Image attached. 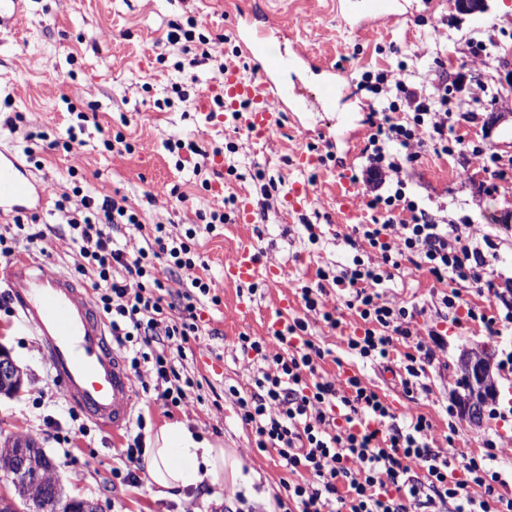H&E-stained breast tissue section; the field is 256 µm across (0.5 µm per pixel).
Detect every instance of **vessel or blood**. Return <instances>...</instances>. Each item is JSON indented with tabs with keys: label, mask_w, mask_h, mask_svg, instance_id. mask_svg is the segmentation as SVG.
<instances>
[{
	"label": "vessel or blood",
	"mask_w": 512,
	"mask_h": 512,
	"mask_svg": "<svg viewBox=\"0 0 512 512\" xmlns=\"http://www.w3.org/2000/svg\"><path fill=\"white\" fill-rule=\"evenodd\" d=\"M24 0H0V29L14 28L23 19ZM231 37L249 61L252 74L225 67L211 86L249 132L270 136L282 117L303 111L299 98L302 77L321 76V103L331 106L338 94L335 63L316 58L300 46L276 53L255 32L246 0H237ZM346 26L357 37L374 36L378 26L402 18L395 0H336ZM336 201L353 214L355 196L349 176L336 174ZM53 192L50 181L34 180L14 154L0 149V219L45 209ZM14 303L25 323L40 337L67 397L90 419L112 431L125 428L134 404V386L105 328L84 293L82 284L62 270H46L35 258L17 257L7 270ZM224 277L237 284L276 282L278 271L264 264L251 242L238 245L224 260Z\"/></svg>",
	"instance_id": "vessel-or-blood-1"
}]
</instances>
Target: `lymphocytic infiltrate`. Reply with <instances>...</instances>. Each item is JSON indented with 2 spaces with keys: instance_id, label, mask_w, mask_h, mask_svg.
Masks as SVG:
<instances>
[{
  "instance_id": "1",
  "label": "lymphocytic infiltrate",
  "mask_w": 512,
  "mask_h": 512,
  "mask_svg": "<svg viewBox=\"0 0 512 512\" xmlns=\"http://www.w3.org/2000/svg\"><path fill=\"white\" fill-rule=\"evenodd\" d=\"M201 26L195 19L171 24L167 41L181 45L191 65L220 74L222 40L202 35ZM358 86L376 95L382 112L369 121L362 175L366 207L380 219L355 225L345 241L355 250L376 249L380 257L373 263L354 258L352 267L336 275L318 270V284L299 291L305 316L271 338L239 336L240 350L255 352L267 364L248 389L236 392L239 415L253 447L275 451L292 476L284 484L285 498L277 502L280 512H512V499L497 489L500 473L487 467L496 458L492 440L484 442V458L459 452L464 476L449 477L447 458L432 447L430 419L411 410L397 416L358 375L343 382L324 375L326 352L308 334L313 318L332 329L340 325L324 287L333 281L343 287L347 308L364 322L362 333L346 337L348 353L373 364L400 355L404 392L425 391L421 374L434 351L420 334L416 307L385 298L388 282L395 270L410 264L438 282L480 288L490 264L481 249L463 245L461 225L435 221L406 197L403 183L386 184L388 172L403 171L423 152L448 154L453 87L443 80L428 93L414 85L402 63L363 71ZM55 208L70 229L74 271L92 278L113 345L142 387H153L163 407L188 405L200 384L176 366L175 356L184 353L186 343L203 340L199 298L220 301L210 282L195 273L200 257L194 230L171 237L164 222L144 224L126 199L103 187L88 189L81 209L71 210L62 199ZM115 224L145 227L143 246L130 252L116 243L110 233ZM392 227L397 237L383 240L384 230ZM176 271L186 275V290L173 291L168 275ZM400 342L407 346L402 354L396 348ZM362 419L372 421L373 429L358 428ZM474 486L480 496L471 495Z\"/></svg>"
}]
</instances>
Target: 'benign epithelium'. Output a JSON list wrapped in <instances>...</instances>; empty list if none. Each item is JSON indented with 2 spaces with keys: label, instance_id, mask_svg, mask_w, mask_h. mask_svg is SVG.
Returning <instances> with one entry per match:
<instances>
[{
  "label": "benign epithelium",
  "instance_id": "1",
  "mask_svg": "<svg viewBox=\"0 0 512 512\" xmlns=\"http://www.w3.org/2000/svg\"><path fill=\"white\" fill-rule=\"evenodd\" d=\"M495 358V350L481 344L464 348L458 359V371L467 387L456 395L455 403L462 420L473 429L484 426L486 408L500 395ZM24 384L23 370L0 344V395L13 396ZM42 454L43 448L32 437L0 443V512H38L39 504L46 501L54 503L57 512H99L96 501L65 498L57 482L44 480L43 473L54 464L42 466Z\"/></svg>",
  "mask_w": 512,
  "mask_h": 512
}]
</instances>
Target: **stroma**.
<instances>
[{
    "label": "stroma",
    "mask_w": 512,
    "mask_h": 512,
    "mask_svg": "<svg viewBox=\"0 0 512 512\" xmlns=\"http://www.w3.org/2000/svg\"><path fill=\"white\" fill-rule=\"evenodd\" d=\"M225 0H26L18 29L0 32V148L25 158L27 148L40 151L42 167L30 174L55 186L56 196H68L71 209L81 206L73 195L71 170L91 184L119 190L141 213L144 221L168 223L173 236L196 231V250L203 265L198 275L211 280L220 304L201 299L199 313L205 328L204 347H192L182 362L185 373L201 381L200 400L189 406L164 409L155 393L137 391L135 412L143 413L144 437L154 436L168 423L181 422L212 444L236 449L244 469L258 476L254 488L267 492L269 500L240 501L231 488L207 484L191 487L173 499L148 488L146 481L126 486L112 481V468L126 448L135 426L119 436L90 424L88 435L72 433L69 414L73 404L62 391L51 362L37 336L25 328L11 299L8 281L0 275V344L24 370L28 383L15 396H0V440L15 435L34 437L56 465V476L65 496L96 500L101 512H275L273 496L283 494L288 476L276 453L253 450L249 429L236 413L232 388H244L264 368L256 354L245 355L236 346L238 336H261L265 323L276 311L280 289L296 291L313 281L317 269L332 272L352 264L355 253L345 242L353 223L367 224L372 213L364 198H357L356 221L339 213L331 175L336 166L349 167L350 177L360 176L367 160L363 148L370 128V100L358 88L362 69L385 68L396 59L407 62L420 88L432 90L440 77L457 87L454 114L448 124L449 139L461 138L469 148L496 156L503 179L493 180L480 160L454 155L439 158L427 153L406 167V191L416 197L433 218L458 222L469 218L474 241L489 238L494 245L491 279L495 291L477 292L461 283L457 289L469 305L494 315L498 292L512 288V0H487L484 13L457 11L455 0H406L404 22L396 28L381 27L369 40L355 37L336 16V0H255L253 10L262 16L286 11L291 28L273 30L274 44H300L312 55L338 56L347 71L343 92L333 112L298 114L297 124L283 123L271 140L239 129L227 112H206L200 99L208 93L206 67L176 70L183 55L169 45L166 35L173 21L203 19L210 34H228L231 19ZM486 44V55L471 53L474 43ZM446 59L444 71H435V56ZM482 73L485 89L476 88L470 74ZM181 86L185 98L174 94ZM494 109H487L490 97ZM91 114L79 122L78 113ZM22 114L17 128L6 117ZM77 127L79 142L72 151L48 150V140L64 138L68 127ZM39 137L28 140V132ZM123 134L134 146L132 153L118 154L104 142ZM191 139L207 153L206 168L218 170L211 190L201 188L191 168L176 170L177 154L163 145L165 138ZM224 152L212 156L213 147ZM312 150L323 157L319 169H300L294 164L296 149ZM309 184L313 200L304 211L286 206L293 185ZM180 195H173L172 187ZM249 198L254 209L250 224L224 223L206 229L197 211L206 209L214 196ZM309 219L319 236L309 243L302 219ZM45 233L36 246H19L43 261L46 269H71L72 253L65 241L67 225L58 223L51 210L38 215ZM252 239L261 261L283 272L282 286L263 284L242 287L224 281L223 261L241 239ZM376 260L372 249L359 253ZM426 270L406 267L390 281L387 295L401 297L417 307L422 330L444 333L446 345L422 377L429 391L415 394L406 404L427 416L433 424V448L452 455L464 447L484 454V439L497 441L495 470L512 472V369L498 373L500 397L495 413L478 431L465 425L459 414L446 413L459 389L457 361L462 348L485 343L498 358L512 353V329L490 333L483 324L443 322L435 315L434 301L443 291ZM341 325L332 330L311 324L313 336L330 348L333 359L322 365L328 376L338 366L351 368L388 398L403 391L386 378L382 367L352 359L344 338L360 327L354 311L341 309ZM208 349L210 363L199 358Z\"/></svg>",
    "instance_id": "35a3bbf8"
}]
</instances>
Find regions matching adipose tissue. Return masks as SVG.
Wrapping results in <instances>:
<instances>
[{"label": "adipose tissue", "instance_id": "ef3b65f1", "mask_svg": "<svg viewBox=\"0 0 512 512\" xmlns=\"http://www.w3.org/2000/svg\"><path fill=\"white\" fill-rule=\"evenodd\" d=\"M144 463L150 485L174 498L205 482L237 490L249 481L235 451L197 439L180 423L160 428L144 451Z\"/></svg>", "mask_w": 512, "mask_h": 512}]
</instances>
